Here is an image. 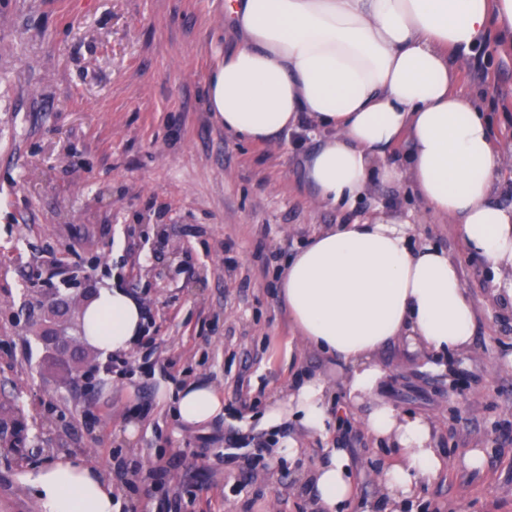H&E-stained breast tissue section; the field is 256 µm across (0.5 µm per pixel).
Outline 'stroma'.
I'll return each instance as SVG.
<instances>
[{"label":"stroma","mask_w":512,"mask_h":512,"mask_svg":"<svg viewBox=\"0 0 512 512\" xmlns=\"http://www.w3.org/2000/svg\"><path fill=\"white\" fill-rule=\"evenodd\" d=\"M224 2L0 0V422L27 424L21 447L0 443V512H39L18 475L62 455L89 462L133 512H321L309 476L330 440L358 468L359 501L377 508L387 446L347 412L335 360L302 347L277 284L316 233L380 215L460 260L478 309L472 346L444 372L401 346L380 355L383 395L430 417L449 459L414 512H512V305L485 263L463 262L449 218L407 180L384 181L406 145L375 158L371 185L341 207L313 203L305 178L321 130L259 145L225 132L206 104L237 42ZM457 90L511 152L512 46L490 35ZM86 277L133 295L145 317L144 342L119 365L95 356L88 398L27 326L41 307L32 282L69 297ZM304 375L331 388L330 439L260 422ZM194 380L223 392L224 415L188 429L162 393ZM233 438L246 445L229 457ZM291 441L303 454H281ZM469 448L485 451L482 469L462 464Z\"/></svg>","instance_id":"obj_1"}]
</instances>
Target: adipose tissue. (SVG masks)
I'll return each instance as SVG.
<instances>
[{
	"mask_svg": "<svg viewBox=\"0 0 512 512\" xmlns=\"http://www.w3.org/2000/svg\"><path fill=\"white\" fill-rule=\"evenodd\" d=\"M241 39L213 70L207 105L226 131L253 143L312 124L326 134L306 178L317 203L350 205L371 181V162L407 141V177L430 211L450 218L472 256L512 274V206L492 200L495 171L512 156L494 144L478 107L455 90L457 72L489 31L512 36V0H227ZM411 227L379 219L338 224L288 259L280 293L303 345L343 367L347 402L369 404L367 432L394 448L380 471L383 512H404L448 460L429 420L383 397L387 348L466 352L473 300L458 263L430 244L410 242ZM144 329L139 302L102 288L82 309L81 340L109 354L132 347ZM329 386L297 383L270 403L267 427L286 419L330 437ZM224 413L215 387L192 382L174 402L186 427ZM312 475L322 512H343L357 486L347 449L328 447ZM40 512H121L112 486L84 459L60 458L21 475Z\"/></svg>",
	"mask_w": 512,
	"mask_h": 512,
	"instance_id": "1",
	"label": "adipose tissue"
}]
</instances>
